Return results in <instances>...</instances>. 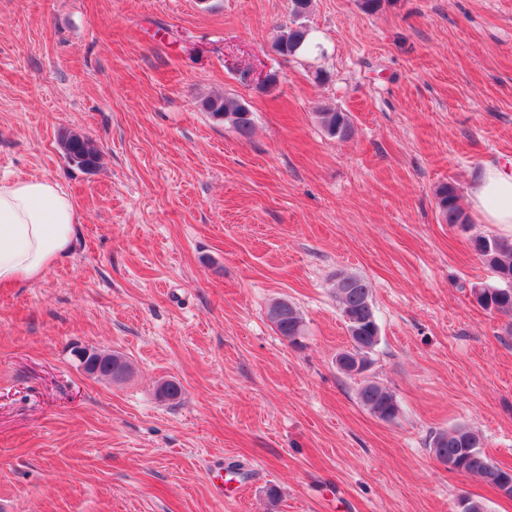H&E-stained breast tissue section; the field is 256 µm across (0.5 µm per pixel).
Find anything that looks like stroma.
Instances as JSON below:
<instances>
[{
  "label": "stroma",
  "mask_w": 512,
  "mask_h": 512,
  "mask_svg": "<svg viewBox=\"0 0 512 512\" xmlns=\"http://www.w3.org/2000/svg\"><path fill=\"white\" fill-rule=\"evenodd\" d=\"M290 23L288 0H0V180L57 183L78 222L67 258L0 288V512H512L427 446L465 424L512 469V327L475 303L492 277L469 243L512 228L435 205L451 180L469 207L470 173L512 161V0H313L324 50L285 59ZM224 93L249 136L202 110ZM324 105L349 138L321 132ZM341 273L372 291L367 377L394 422L336 367ZM79 347L127 378L88 376ZM317 124L322 133L331 139H345L351 134V123L345 112L324 107L315 113ZM58 144L65 159L80 169H92L99 163V150L93 141L84 135L62 128L58 132ZM436 207L443 223L467 230L468 214L459 203V190L452 181L439 184L435 190ZM268 317L276 332L292 344L305 335V322L298 308L290 301L278 299L268 309ZM360 403L375 417L399 415L400 407L393 394L376 382L365 380L358 391Z\"/></svg>",
  "instance_id": "35a3bbf8"
}]
</instances>
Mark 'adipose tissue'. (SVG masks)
<instances>
[{"mask_svg":"<svg viewBox=\"0 0 512 512\" xmlns=\"http://www.w3.org/2000/svg\"><path fill=\"white\" fill-rule=\"evenodd\" d=\"M469 197L486 224L512 227V167L474 170ZM75 205L53 181H0V288L41 277L77 238Z\"/></svg>","mask_w":512,"mask_h":512,"instance_id":"adipose-tissue-1","label":"adipose tissue"}]
</instances>
